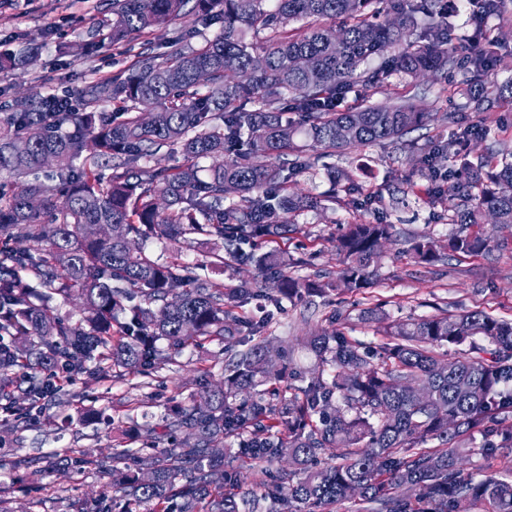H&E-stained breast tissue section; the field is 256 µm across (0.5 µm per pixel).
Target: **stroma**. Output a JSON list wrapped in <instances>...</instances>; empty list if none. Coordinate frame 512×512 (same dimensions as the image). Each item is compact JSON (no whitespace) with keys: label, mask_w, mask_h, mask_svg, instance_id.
Segmentation results:
<instances>
[{"label":"stroma","mask_w":512,"mask_h":512,"mask_svg":"<svg viewBox=\"0 0 512 512\" xmlns=\"http://www.w3.org/2000/svg\"><path fill=\"white\" fill-rule=\"evenodd\" d=\"M504 4L503 11L483 26L498 58L491 79L500 84L512 79V0ZM111 21L112 0H0V52L23 48L34 54L25 67L0 69V118L13 112L17 97H45L65 90L77 96L90 83L128 69L140 51H163L177 38L195 45L219 32L190 14L134 36L125 45L107 44L83 52L82 44ZM464 81L459 68L415 81L394 80L386 91L372 94L371 103L403 97L434 113L433 121L408 133L406 147L387 144L322 154L312 169L297 176V190L320 196L329 190L327 170L348 173L362 194L378 197L381 205L375 211L339 200L297 216L292 231L277 242L295 260L288 275L314 281L337 272L341 257L336 241L347 225L369 223L381 215L394 224L395 232L375 263L370 288L353 295L316 294L311 304L284 306L268 333L288 342L290 370L307 372L316 367L314 353L299 339L310 330L327 327L336 312L349 335L375 347L382 336L358 319L368 307H382L396 321L426 317L440 307L452 313L478 309L512 319V231L483 225V232L500 240L501 248L478 257L449 254L431 273L415 264L409 253L417 238L441 242L457 230L449 222L452 201L430 193L426 177L414 170L416 153L429 140H454L456 127L446 121V114L455 113L479 130V138L468 145L472 157L494 163L503 149L512 150V101H501L492 112L476 111L458 92ZM143 246L163 262L175 257L200 262L214 249L213 242L202 236L188 242L151 238ZM223 359L222 346L216 342L187 348L175 364L162 370L160 380L150 382L128 372L98 383L80 378L73 385L77 397L71 405L46 399L40 404L39 418L23 427L0 420V512H69L71 499L94 502L110 476L104 469L82 467L81 459L111 461L118 442L134 437L145 421L156 429L155 446L167 447L169 407L197 391L202 372L220 374ZM48 456L61 460L51 471L44 468Z\"/></svg>","instance_id":"obj_1"}]
</instances>
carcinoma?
I'll return each instance as SVG.
<instances>
[{
	"label": "carcinoma",
	"mask_w": 512,
	"mask_h": 512,
	"mask_svg": "<svg viewBox=\"0 0 512 512\" xmlns=\"http://www.w3.org/2000/svg\"><path fill=\"white\" fill-rule=\"evenodd\" d=\"M189 0H112L106 39L162 27L185 14ZM480 19L500 13L501 0H476ZM205 23H221L214 38L180 43L158 57L142 53L128 73L87 86L85 111L47 114L51 101L18 100L0 120V385L3 409L16 423L50 397L71 404V376L161 369L190 346L224 345L222 384L211 372L189 404L172 409L173 426L192 430L184 448L145 446L116 453L131 470L112 467L96 512L113 495L124 512H330L356 500L365 512H512V478L467 472L465 457L493 459L512 450V321L483 310L443 312L391 322L378 308L361 321L383 326L386 341L373 353L341 329L306 337L321 369L306 374L277 367L285 348L266 335L274 314L235 313L258 299L275 309L312 291L358 293L372 284L374 263L394 225L351 224L337 240L343 267L313 287L286 273L288 255L256 252L288 232L293 217L321 205L288 192L290 174L311 158L288 160L302 130L311 148L398 144L431 120L408 101L343 108L344 96L387 90L397 76L445 72L467 56L480 79L462 89L476 109L497 106L512 81L485 86L493 51L448 38L442 0H195ZM302 23L291 34L287 27ZM263 35L252 43L247 33ZM391 52L375 68L369 61ZM117 104L115 122L98 107ZM72 125L62 132L60 128ZM176 150L171 168L152 160ZM264 157L267 162L257 160ZM212 158L206 178L199 162ZM439 158L453 159L448 187L457 200L450 223L461 229L445 245L424 238L414 262L433 265L445 251L482 255L490 237L469 228L491 215L512 227V151L494 166L473 164L449 145L429 152L432 192ZM237 200L227 202L228 196ZM206 236L222 248L214 260L160 262L141 240ZM257 275L232 285L200 273L224 259ZM76 297L87 316L76 323L33 301V286ZM169 342L173 353L157 343ZM454 357H448V348ZM485 434L481 444L472 433ZM237 448L225 454L226 443ZM288 458L263 492L243 488V468L268 472Z\"/></svg>",
	"instance_id": "1"
}]
</instances>
